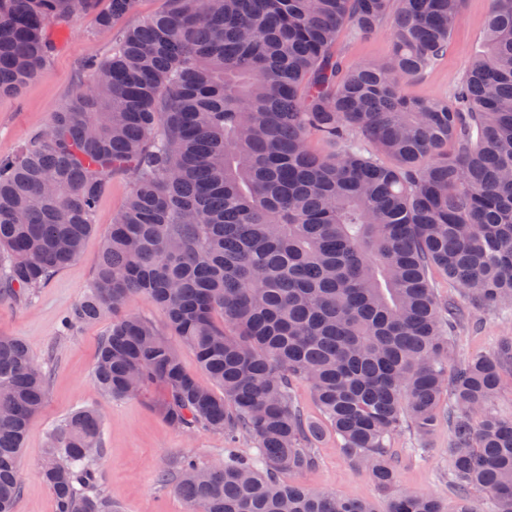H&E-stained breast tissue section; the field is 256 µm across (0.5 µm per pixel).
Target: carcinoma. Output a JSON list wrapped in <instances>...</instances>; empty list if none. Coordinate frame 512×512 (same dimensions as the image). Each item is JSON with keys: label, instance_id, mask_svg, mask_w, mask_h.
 Listing matches in <instances>:
<instances>
[{"label": "carcinoma", "instance_id": "cac0c4a2", "mask_svg": "<svg viewBox=\"0 0 512 512\" xmlns=\"http://www.w3.org/2000/svg\"><path fill=\"white\" fill-rule=\"evenodd\" d=\"M138 0H0V97L45 67L50 29L78 14L112 32ZM463 0H168L123 28L93 82L13 155L0 157V286L45 287L82 252L114 173L132 187L105 236L95 277L64 320L112 317L93 369L110 398L164 386L174 427L232 437L230 454L176 471L188 512H443L425 492L384 510L280 481L315 464L336 434L375 484L395 478L390 436L440 425L448 390L451 481L467 502L512 512V419L493 410L512 339L451 363L452 308L432 267L483 309L512 304V0H491L483 51L451 100L406 96L402 81L448 54ZM390 24L382 63L349 67L341 33ZM161 306L167 330L123 315ZM196 353L214 387L182 369ZM308 382L325 425L290 384ZM49 376L17 337L0 336V512L22 488L18 459ZM103 422L81 408L48 432L41 473L56 512H112L96 461ZM122 311L127 314L146 317L160 328H163L166 324V316L162 308L142 297L129 298L125 302Z\"/></svg>", "mask_w": 512, "mask_h": 512}]
</instances>
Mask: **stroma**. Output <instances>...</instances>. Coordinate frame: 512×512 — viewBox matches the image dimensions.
<instances>
[{
	"label": "stroma",
	"instance_id": "stroma-1",
	"mask_svg": "<svg viewBox=\"0 0 512 512\" xmlns=\"http://www.w3.org/2000/svg\"><path fill=\"white\" fill-rule=\"evenodd\" d=\"M490 0H464L448 54L424 75L403 85L407 96L417 99L449 97L484 36ZM91 17H75L67 28L55 31V49L42 73L24 92L0 98V154L15 152L34 134L45 130L54 113L62 111L74 91L91 80L84 68L90 55L108 57L110 36H93ZM391 49L389 28L356 40L340 37L337 52L350 66L387 58ZM131 187L127 175L117 173L108 181L96 212V227L86 239L80 257L60 271L34 296L14 299L0 296V335L23 339L36 359L50 371L47 401L29 425L20 460L23 488L14 512H54L53 494L40 475V460L48 430L73 411L96 407L104 423L105 454L98 461L103 486L117 512H186L173 482H160L163 472H175L183 458L209 465L224 458L222 434L172 427L157 403L164 390L150 386L135 398L105 397L93 379V366L108 320L63 333L62 318L82 297L94 278L98 257L113 216ZM440 301L455 304L460 318L452 332L453 357L461 360L492 352L500 340L512 338V306L479 311L464 297L461 287L440 270L430 272ZM397 453L396 487L423 491L438 498L446 512H460L462 503L448 480L452 433L440 425L429 439L401 429L390 438ZM315 466L299 481L339 496L386 503L389 494L379 489L366 471L352 467L333 434L315 445Z\"/></svg>",
	"mask_w": 512,
	"mask_h": 512
}]
</instances>
